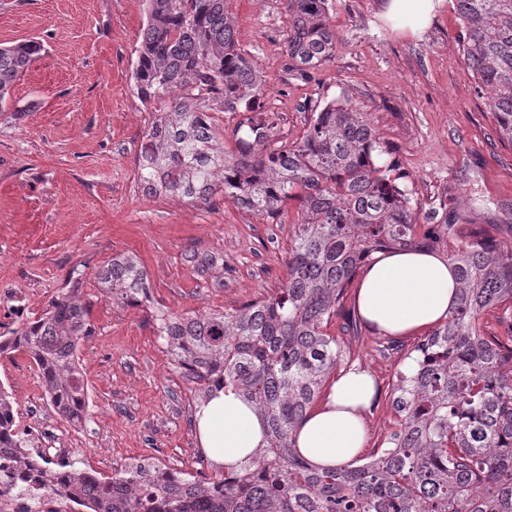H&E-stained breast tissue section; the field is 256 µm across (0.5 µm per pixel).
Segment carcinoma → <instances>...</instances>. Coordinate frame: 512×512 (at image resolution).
Returning a JSON list of instances; mask_svg holds the SVG:
<instances>
[{
	"label": "carcinoma",
	"mask_w": 512,
	"mask_h": 512,
	"mask_svg": "<svg viewBox=\"0 0 512 512\" xmlns=\"http://www.w3.org/2000/svg\"><path fill=\"white\" fill-rule=\"evenodd\" d=\"M146 27L134 71L138 97L153 106L137 153V181L150 193L192 203L224 198L272 220L289 205L298 220L287 275L276 293L234 311L170 314L159 326L186 376L254 405L267 444L236 470L197 478L162 464L112 474L73 463L49 466L26 452L11 394L0 385V471L14 463L40 473L37 485L0 479L39 503L64 498L86 512H512V322L488 334L480 316L512 307V251L479 235L448 252L459 288L448 319L409 351L394 391L399 418L386 447L334 468L311 464L294 433L342 357L327 332L362 266L381 250H419L411 193L394 174L368 113L341 94L315 109L302 139L269 148L240 121L234 148L212 112H258L267 81L237 45L224 0H144ZM286 51L300 75L329 60L336 36L328 0H285ZM462 55L502 139L512 144V0H455ZM43 46L0 44V112ZM116 305L149 299L140 259L117 254L96 272ZM91 333L86 309L66 293L45 313L0 338V354L26 353L56 411L85 414L76 362Z\"/></svg>",
	"instance_id": "carcinoma-1"
}]
</instances>
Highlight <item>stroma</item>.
Wrapping results in <instances>:
<instances>
[{
    "label": "stroma",
    "instance_id": "stroma-1",
    "mask_svg": "<svg viewBox=\"0 0 512 512\" xmlns=\"http://www.w3.org/2000/svg\"><path fill=\"white\" fill-rule=\"evenodd\" d=\"M385 3L329 0L336 53L305 80L285 48V0H228L238 45L267 78L260 117L272 144L300 140L318 105L347 94L412 193L418 237L442 256L476 233L512 250V144L463 60L454 0H442L418 37L381 21ZM145 22L142 0H0V43L44 46L12 89L20 111L0 115V335L74 290L92 328L77 348L87 415L77 425L59 416L26 354L0 358V384L31 447L68 449L79 467L104 474L152 456L208 477L194 421L203 393L159 338L156 317L231 311L275 293L297 212L278 223L220 196L194 205L144 193L135 160L152 108L133 71ZM436 212L458 220L442 224ZM119 253L141 260L150 302L120 306L99 290L96 271ZM190 253L223 254V277L201 273ZM421 339L399 338V350L384 353L385 335L368 325L343 337L345 359L376 383L366 451L396 428L392 392Z\"/></svg>",
    "mask_w": 512,
    "mask_h": 512
}]
</instances>
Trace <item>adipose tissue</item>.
Listing matches in <instances>:
<instances>
[{
  "label": "adipose tissue",
  "mask_w": 512,
  "mask_h": 512,
  "mask_svg": "<svg viewBox=\"0 0 512 512\" xmlns=\"http://www.w3.org/2000/svg\"><path fill=\"white\" fill-rule=\"evenodd\" d=\"M435 9L436 0H388L381 18L393 30L418 36ZM457 288L454 267L446 258L421 251L379 253L362 274L356 308L376 331L409 336L446 320ZM375 394L367 371H341L322 404L298 427L299 452L323 467L355 459L366 441L363 411ZM195 427L199 447L218 466H238L265 441L256 409L220 390L197 409Z\"/></svg>",
  "instance_id": "obj_1"
}]
</instances>
